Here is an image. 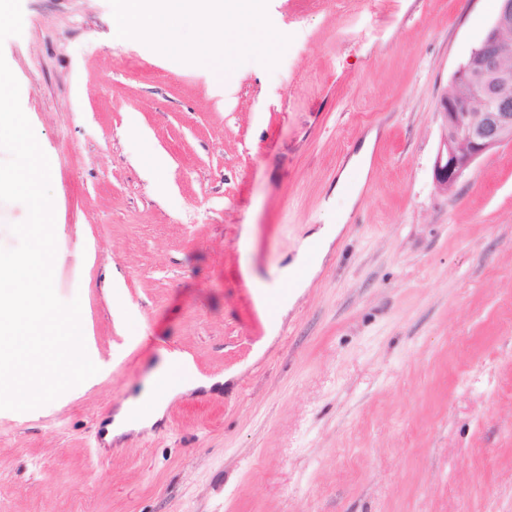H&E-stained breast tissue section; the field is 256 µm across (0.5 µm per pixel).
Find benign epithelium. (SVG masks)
<instances>
[{
  "label": "benign epithelium",
  "instance_id": "benign-epithelium-1",
  "mask_svg": "<svg viewBox=\"0 0 512 512\" xmlns=\"http://www.w3.org/2000/svg\"><path fill=\"white\" fill-rule=\"evenodd\" d=\"M440 100V146L434 180L447 192L473 164L512 142V0L500 6L485 36L455 70Z\"/></svg>",
  "mask_w": 512,
  "mask_h": 512
}]
</instances>
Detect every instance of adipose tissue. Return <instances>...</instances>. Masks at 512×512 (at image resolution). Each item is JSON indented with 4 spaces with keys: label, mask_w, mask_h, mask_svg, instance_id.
<instances>
[{
    "label": "adipose tissue",
    "mask_w": 512,
    "mask_h": 512,
    "mask_svg": "<svg viewBox=\"0 0 512 512\" xmlns=\"http://www.w3.org/2000/svg\"><path fill=\"white\" fill-rule=\"evenodd\" d=\"M260 0H114V30L126 36L134 32L152 34L159 22H166L168 36L179 40L188 30L206 31L205 39L192 49L196 63L207 68L215 81L233 76L239 50L269 51L274 47L258 10ZM336 230L327 225L312 234L300 247L285 272L290 287H306L320 265ZM172 376L169 395L205 386L206 378L196 372H178L172 358H164L146 377L138 396L122 403L110 437L139 431L162 417V403L155 394L159 378Z\"/></svg>",
    "instance_id": "obj_1"
}]
</instances>
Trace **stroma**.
<instances>
[{
    "label": "stroma",
    "instance_id": "1",
    "mask_svg": "<svg viewBox=\"0 0 512 512\" xmlns=\"http://www.w3.org/2000/svg\"><path fill=\"white\" fill-rule=\"evenodd\" d=\"M0 55L50 163L55 291L97 373L0 410V512H512V143L448 192L439 101L487 0H262L215 85L113 0H21ZM348 221L280 326L257 286ZM167 166L157 171L155 159ZM211 379L102 430L161 351ZM374 141L375 134H369L364 140L358 152L351 157L345 171L336 181V199L348 198L350 199V204H352L353 201L355 200V196L352 194L351 191L354 189V186H350L351 190L348 189V186L350 184H353L351 181V177L353 174L363 175V173L367 169Z\"/></svg>",
    "mask_w": 512,
    "mask_h": 512
}]
</instances>
